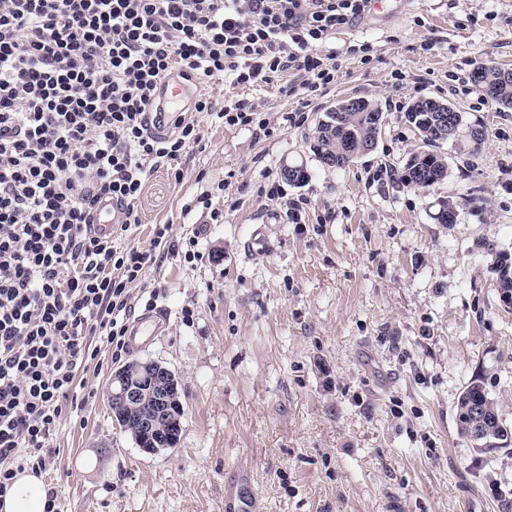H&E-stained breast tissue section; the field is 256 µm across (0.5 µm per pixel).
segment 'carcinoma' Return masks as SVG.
<instances>
[{
  "instance_id": "carcinoma-1",
  "label": "carcinoma",
  "mask_w": 512,
  "mask_h": 512,
  "mask_svg": "<svg viewBox=\"0 0 512 512\" xmlns=\"http://www.w3.org/2000/svg\"><path fill=\"white\" fill-rule=\"evenodd\" d=\"M500 69L489 67L480 79H472L477 91L490 98L505 109L512 108V82L504 84L498 77ZM381 114L377 106L362 99L359 107L348 108L339 102L325 112L317 123L311 149L316 158L332 168H343L350 163L346 152L354 148L372 145L381 132L375 116ZM407 122L418 131L420 139L427 149L411 155L403 164L400 180L412 189H426L448 177V164L445 157L433 150V147L448 141L447 129L439 125L440 113L424 109L419 101L413 102L404 113ZM494 272L497 274L499 292L512 293V256L506 252L498 254ZM482 406L488 415L495 417L484 430L480 439L486 447L498 440L508 439L509 432L486 388L479 381L471 382L462 392L457 403L458 425L462 436L469 437L471 412L474 407ZM126 409L112 410V420L125 432L132 435L143 451L155 453L173 448L180 440L182 419L184 416L181 394L166 407V414L160 429L152 436L135 434L127 425Z\"/></svg>"
}]
</instances>
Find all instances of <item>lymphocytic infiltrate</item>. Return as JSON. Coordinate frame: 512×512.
Returning <instances> with one entry per match:
<instances>
[{
    "label": "lymphocytic infiltrate",
    "instance_id": "obj_1",
    "mask_svg": "<svg viewBox=\"0 0 512 512\" xmlns=\"http://www.w3.org/2000/svg\"><path fill=\"white\" fill-rule=\"evenodd\" d=\"M371 0H0V498L17 472L45 471L78 377L102 348L121 355L132 287L150 248L92 233L101 197L140 224L148 175L201 139L194 115L267 131L242 99L196 98L149 130L171 71L251 85L299 72L313 95L336 78L320 49Z\"/></svg>",
    "mask_w": 512,
    "mask_h": 512
}]
</instances>
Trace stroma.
<instances>
[{
  "mask_svg": "<svg viewBox=\"0 0 512 512\" xmlns=\"http://www.w3.org/2000/svg\"><path fill=\"white\" fill-rule=\"evenodd\" d=\"M326 47L337 79L310 98L296 72L199 84L218 103L250 100L270 125L258 136L199 114L182 179L151 172L128 242L147 248L156 225L170 231L133 288L134 312L163 311L165 331L119 359L104 350L85 374L82 408L62 421L42 473L62 512H224V480L238 471L256 512H512V435L481 449L457 416L478 380L512 431V307L493 271L499 252L512 254V110L471 81L480 65L512 71V0H408L337 29ZM352 97L384 115L376 147L324 166L313 130ZM425 97L452 102L486 138L443 144L447 178L414 191L397 168L422 147L404 114ZM297 111L303 123L283 121ZM287 164L308 181L286 182ZM206 190L222 222L196 206ZM444 201L454 223L434 218ZM259 230L270 247L248 253ZM136 358L181 384L180 440L155 454L106 399L113 371Z\"/></svg>",
  "mask_w": 512,
  "mask_h": 512,
  "instance_id": "35a3bbf8",
  "label": "stroma"
}]
</instances>
